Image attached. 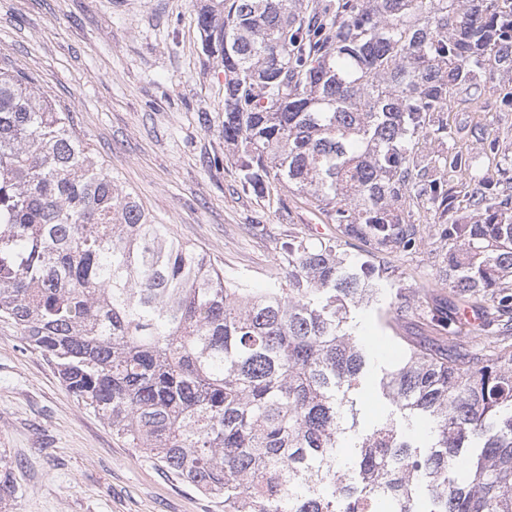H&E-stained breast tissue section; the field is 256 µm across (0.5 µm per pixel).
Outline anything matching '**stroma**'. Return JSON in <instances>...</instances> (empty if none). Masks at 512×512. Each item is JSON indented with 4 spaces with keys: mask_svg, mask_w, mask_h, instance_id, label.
<instances>
[{
    "mask_svg": "<svg viewBox=\"0 0 512 512\" xmlns=\"http://www.w3.org/2000/svg\"><path fill=\"white\" fill-rule=\"evenodd\" d=\"M206 2L0 0V66L24 72L38 94L70 113L120 188L176 238L204 250L225 278L268 287L283 262L280 244L320 224L347 258L389 268L385 297L400 292L436 311L429 321L404 317L398 335L448 350V327L466 304L443 276L448 243L431 211L411 204L416 244L381 253L342 237L288 186L278 187L274 203L243 190L224 146V70L201 50L197 14ZM450 120L484 126L512 148V112L499 111L490 92ZM0 460L21 488L8 512H222L116 439L4 318Z\"/></svg>",
    "mask_w": 512,
    "mask_h": 512,
    "instance_id": "1",
    "label": "stroma"
}]
</instances>
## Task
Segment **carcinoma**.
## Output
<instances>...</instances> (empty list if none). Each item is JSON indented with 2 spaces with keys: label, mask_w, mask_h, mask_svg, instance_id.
<instances>
[{
  "label": "carcinoma",
  "mask_w": 512,
  "mask_h": 512,
  "mask_svg": "<svg viewBox=\"0 0 512 512\" xmlns=\"http://www.w3.org/2000/svg\"><path fill=\"white\" fill-rule=\"evenodd\" d=\"M203 53L224 68V145L260 198L286 184L349 237L416 242L408 199L448 241L461 298L512 311V157L451 103L489 90L512 111V0H210ZM470 137L498 178L464 177ZM259 291L224 271L112 175L24 73L0 68V317L82 406L168 478L224 512H512V349L488 322L487 356L400 336L378 382L395 407L353 436L369 346L384 327L382 271L336 242L295 235ZM431 424L414 444L402 422ZM18 486L0 474V504Z\"/></svg>",
  "instance_id": "1"
}]
</instances>
